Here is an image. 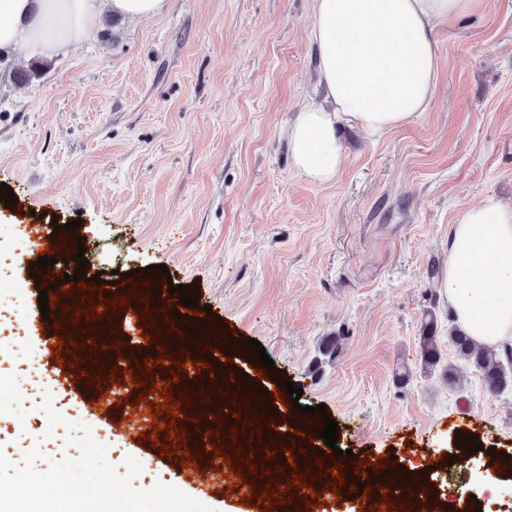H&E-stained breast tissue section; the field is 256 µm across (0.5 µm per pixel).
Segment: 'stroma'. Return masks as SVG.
<instances>
[{"instance_id": "35a3bbf8", "label": "stroma", "mask_w": 512, "mask_h": 512, "mask_svg": "<svg viewBox=\"0 0 512 512\" xmlns=\"http://www.w3.org/2000/svg\"><path fill=\"white\" fill-rule=\"evenodd\" d=\"M311 0H169L148 20L117 19L68 57L21 52L0 65V252L13 261L0 285L24 326L0 324L18 352L0 365L11 383L36 353L57 384L54 405L85 407L90 425L57 457L97 448L126 474L145 462L137 512H259L244 506L241 477L202 484L194 466L169 462L142 440L149 415L112 385L110 400L81 401L52 348L40 346L39 289L28 276L46 221L81 220L78 232L104 299L132 285H187L211 336L241 369L248 339L273 359L269 382L301 387L300 405H325L338 446L354 458L397 457L421 469L451 451L456 432L512 449V385L489 388L448 343L452 318L439 279L458 211L496 195L512 204V0L438 25L434 102L416 121L378 137L342 133L334 183L303 180L285 130L317 96ZM37 67L20 85L13 69ZM433 317L439 366L426 367L421 326ZM335 358L314 368L323 340ZM0 420V512H26L14 474L45 438L34 401ZM457 496L485 512H512V482L457 463Z\"/></svg>"}]
</instances>
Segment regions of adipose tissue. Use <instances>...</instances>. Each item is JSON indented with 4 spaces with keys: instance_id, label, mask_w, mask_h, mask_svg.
Here are the masks:
<instances>
[{
    "instance_id": "1",
    "label": "adipose tissue",
    "mask_w": 512,
    "mask_h": 512,
    "mask_svg": "<svg viewBox=\"0 0 512 512\" xmlns=\"http://www.w3.org/2000/svg\"><path fill=\"white\" fill-rule=\"evenodd\" d=\"M481 0H312L325 100L301 104L288 127L305 181L334 182L345 156L337 130L382 135L414 122L435 98V27ZM168 0H0V56L25 49L65 56L97 31L104 14L161 15ZM440 288L457 328L474 342L512 345V206L488 194L460 210L448 236Z\"/></svg>"
}]
</instances>
